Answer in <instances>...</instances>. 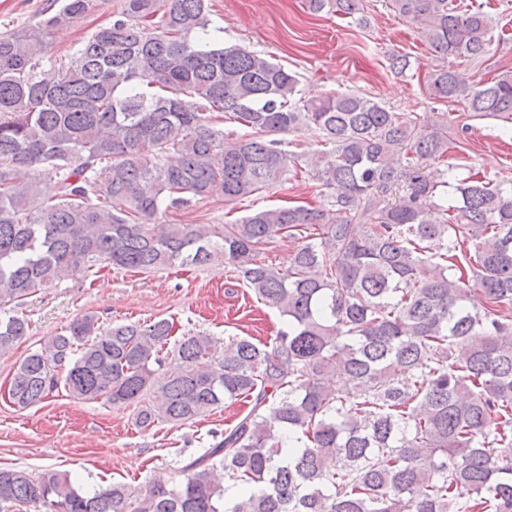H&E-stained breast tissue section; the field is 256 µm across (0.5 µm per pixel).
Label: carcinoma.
Masks as SVG:
<instances>
[{
    "mask_svg": "<svg viewBox=\"0 0 512 512\" xmlns=\"http://www.w3.org/2000/svg\"><path fill=\"white\" fill-rule=\"evenodd\" d=\"M94 2L52 0L41 21L0 35V356L29 331L28 298L100 264L222 261L283 321L269 343L232 337L219 351L204 335L171 341L166 319H75L17 365L13 405L62 387L136 406L141 428L250 409L174 483L89 496L67 472L0 468V512H512V182L470 172L439 203L426 161L461 148L447 120L360 94L298 99L296 74L218 43L206 0H121L46 79L53 31ZM391 2L449 59L426 75L434 99L512 116V71L475 84L455 68L492 42L481 6ZM215 112L251 132L224 135ZM301 127L328 146L307 161L326 204L258 210L205 235L162 220L281 179L293 155L276 135ZM278 238L297 243L286 269L264 257Z\"/></svg>",
    "mask_w": 512,
    "mask_h": 512,
    "instance_id": "obj_1",
    "label": "carcinoma"
}]
</instances>
